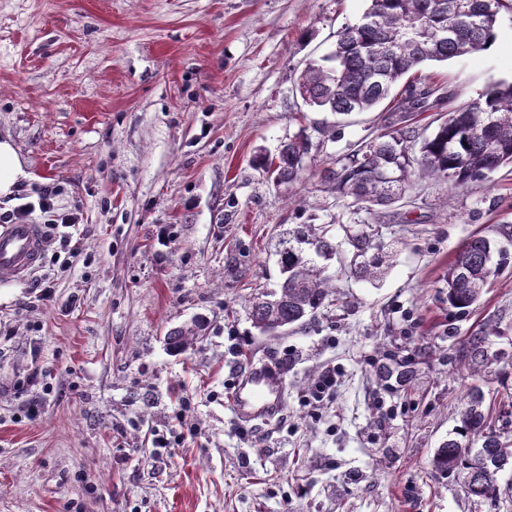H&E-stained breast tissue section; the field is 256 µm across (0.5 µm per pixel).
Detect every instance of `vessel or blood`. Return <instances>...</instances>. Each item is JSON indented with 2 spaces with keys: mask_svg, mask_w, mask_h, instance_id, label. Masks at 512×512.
<instances>
[{
  "mask_svg": "<svg viewBox=\"0 0 512 512\" xmlns=\"http://www.w3.org/2000/svg\"><path fill=\"white\" fill-rule=\"evenodd\" d=\"M44 240L40 225L28 222L0 227V282L25 280L38 267ZM285 381L269 361L245 367L231 396L235 418L254 427L270 425L285 402Z\"/></svg>",
  "mask_w": 512,
  "mask_h": 512,
  "instance_id": "1",
  "label": "vessel or blood"
}]
</instances>
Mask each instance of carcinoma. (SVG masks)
Masks as SVG:
<instances>
[{"instance_id":"cac0c4a2","label":"carcinoma","mask_w":512,"mask_h":512,"mask_svg":"<svg viewBox=\"0 0 512 512\" xmlns=\"http://www.w3.org/2000/svg\"><path fill=\"white\" fill-rule=\"evenodd\" d=\"M500 6L501 0H369L361 18L338 32L333 49L305 65L297 92L317 110L344 116L369 111L392 99L401 79L420 66L487 49L495 38ZM405 92L423 112L436 89L413 81ZM407 118L389 115L385 132L323 169L321 181L353 213L369 214L374 206L400 201L421 175L456 188L512 166V82L491 84L474 101L437 119L426 135L407 125ZM312 147L302 130L281 142L275 155H257L255 164L277 184L292 185L307 171ZM304 244L320 258L336 255V246L325 237L313 239L298 228L284 230L274 252L281 280L251 306L252 327L258 333L276 327L302 329L324 307L331 277L326 267L309 258ZM348 244L353 248L350 273L371 283L381 280L393 251L376 245L365 232L351 236ZM505 260L506 252L495 241L481 235L470 238L448 263V305L469 312ZM202 331L203 324L193 321L170 330L166 341L172 349L185 351ZM459 359L475 367L493 362L483 336L471 337L459 350ZM487 420L484 396L474 390L463 421L467 433L480 437V448L450 438L436 448L431 466L443 474L462 473L470 496L495 500L500 494L497 474L512 466V441L485 431Z\"/></svg>"}]
</instances>
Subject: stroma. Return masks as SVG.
Segmentation results:
<instances>
[{"instance_id": "35a3bbf8", "label": "stroma", "mask_w": 512, "mask_h": 512, "mask_svg": "<svg viewBox=\"0 0 512 512\" xmlns=\"http://www.w3.org/2000/svg\"><path fill=\"white\" fill-rule=\"evenodd\" d=\"M367 0H0V138L28 174L82 216L79 252L29 282L0 283V512H512L431 467L463 427L471 387L512 395V169L449 190L416 179L409 202L351 215L318 172L384 130L385 108L337 116L295 90ZM444 88L423 128L512 80V0L486 50L429 63ZM335 126L334 138L318 133ZM306 131L313 162L278 185L258 152ZM311 226L338 253L335 302L305 330L258 335L254 297L279 271L281 225ZM398 254L378 286L352 277L347 237ZM509 258L462 314L441 289L472 236ZM203 320L176 353L169 329ZM487 339L486 372L456 350ZM280 364L287 398L271 428L233 416L253 360ZM409 370L382 381V366ZM336 389L314 400L325 368ZM168 435L153 447V432Z\"/></svg>"}]
</instances>
